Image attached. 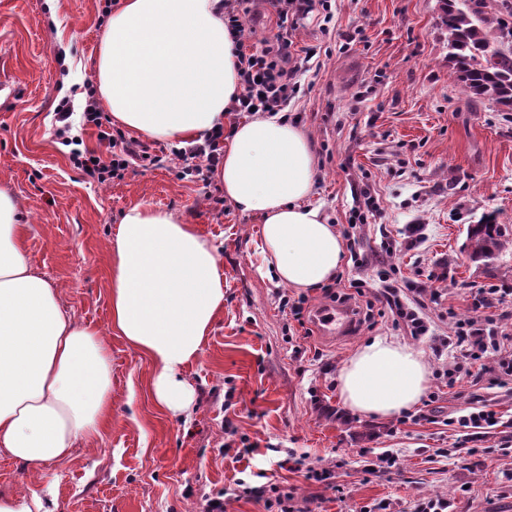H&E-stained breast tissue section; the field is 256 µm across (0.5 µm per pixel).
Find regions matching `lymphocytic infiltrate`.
I'll return each instance as SVG.
<instances>
[{"mask_svg": "<svg viewBox=\"0 0 512 512\" xmlns=\"http://www.w3.org/2000/svg\"><path fill=\"white\" fill-rule=\"evenodd\" d=\"M222 2L224 25L238 51L237 75L241 86L239 95L231 102V111L239 115H247L254 110L270 114L284 111L298 91V78L305 69V59L296 53L292 40L284 35L264 40L260 45L254 44V29L247 20L249 0ZM85 92L83 124L97 128L100 141L107 145L108 155L95 157L77 151L71 157L74 165L91 180L102 184L128 170L133 162H146L152 166L164 163V156L150 154L147 146L104 126L94 86L86 85ZM223 141L224 133L219 130L202 143L178 149L176 156L183 163L182 178L189 181L207 179L209 173L224 162ZM495 294L492 288L480 290L472 298L470 318L459 324L455 338L440 339V346L453 342L461 352L460 362L447 372L449 384L460 381L465 365L483 362L492 353L497 356L492 383L500 387L512 384V353L505 349L506 342L512 340V334L493 330L488 313Z\"/></svg>", "mask_w": 512, "mask_h": 512, "instance_id": "1", "label": "lymphocytic infiltrate"}]
</instances>
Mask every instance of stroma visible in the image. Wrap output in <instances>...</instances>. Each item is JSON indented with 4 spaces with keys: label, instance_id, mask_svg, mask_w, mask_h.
Segmentation results:
<instances>
[{
    "label": "stroma",
    "instance_id": "stroma-1",
    "mask_svg": "<svg viewBox=\"0 0 512 512\" xmlns=\"http://www.w3.org/2000/svg\"><path fill=\"white\" fill-rule=\"evenodd\" d=\"M105 0H0V190L26 215L31 265L60 289L62 306L106 336L112 352V422L66 460L38 472L0 454V494L40 496L51 512H203L236 481L270 479L294 488L312 512H415L444 499L450 512H512V388L479 367L455 387L444 372L453 336L479 289L500 295L491 313L512 333V245L491 267L473 262L466 228L493 216L512 227V112L469 98L448 65L439 0H336L332 20L315 12L289 28L308 70L288 107L317 159L312 204L338 229L357 225L337 275L359 280L350 303L357 332L326 336L281 309V295L306 314L325 308L323 289L282 290L259 255L261 221L240 213L217 178L188 182L169 157L98 184L70 160L72 141L105 153L97 130L73 121L57 135L55 109L80 106L93 78ZM136 204L179 213L213 240L224 266V311L199 360L184 370L196 391L189 415L162 413L147 356L111 332L109 242L120 214ZM424 304L434 334L398 326L379 294L385 283ZM419 353L430 403L413 417L348 410L340 372L374 338ZM499 416L480 432L456 422L471 399ZM233 449H225V442ZM249 449L246 457L236 456ZM390 470L371 474L385 452ZM335 471L332 485L308 480L288 455Z\"/></svg>",
    "mask_w": 512,
    "mask_h": 512
}]
</instances>
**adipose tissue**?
Segmentation results:
<instances>
[{
  "label": "adipose tissue",
  "mask_w": 512,
  "mask_h": 512,
  "mask_svg": "<svg viewBox=\"0 0 512 512\" xmlns=\"http://www.w3.org/2000/svg\"><path fill=\"white\" fill-rule=\"evenodd\" d=\"M95 89L113 123L187 146L222 129L240 87L220 0H121L104 25ZM224 195L260 218V251L278 285L332 282L344 244L310 197L317 161L288 116L233 127L217 171ZM16 201L0 190V453L31 470L67 458L112 421V358L100 330L78 321L24 249ZM110 329L154 367L157 406L188 412L183 378L224 310L219 251L171 211L127 208L111 243ZM350 410L389 416L415 406L427 384L418 353L386 339L362 345L339 376Z\"/></svg>",
  "instance_id": "ef3b65f1"
}]
</instances>
